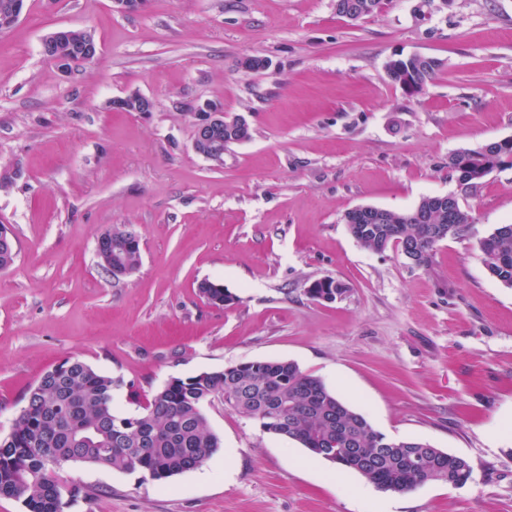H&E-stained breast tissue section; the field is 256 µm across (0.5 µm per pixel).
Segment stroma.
Segmentation results:
<instances>
[{"instance_id": "1", "label": "stroma", "mask_w": 512, "mask_h": 512, "mask_svg": "<svg viewBox=\"0 0 512 512\" xmlns=\"http://www.w3.org/2000/svg\"><path fill=\"white\" fill-rule=\"evenodd\" d=\"M387 0L353 23L336 0H25L0 32V226L17 242L0 272V437L47 370L77 357L122 378L135 414L169 380L287 360L324 381L393 439L464 457L463 487L355 495L363 479L216 406L221 446L164 482L76 464L64 512H512V288L489 277L479 242L512 224V168L462 188L448 157L512 137V0ZM99 52L61 69L42 48L59 28ZM434 59L416 95L385 65ZM247 57L268 59L243 72ZM143 94L149 112L113 99ZM245 114L248 140L223 165L192 149L191 109ZM456 194L470 215L429 267L360 246L357 206L412 210ZM141 242L137 271L99 265L101 232ZM346 290L313 299V281ZM233 304L211 305L201 280Z\"/></svg>"}]
</instances>
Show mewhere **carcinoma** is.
<instances>
[{"mask_svg": "<svg viewBox=\"0 0 512 512\" xmlns=\"http://www.w3.org/2000/svg\"><path fill=\"white\" fill-rule=\"evenodd\" d=\"M382 0H336V13L355 20L372 15ZM437 62L419 56L391 59L390 80L408 95L420 93L433 78ZM512 167V144L491 146L482 153L461 148L448 158L459 186L479 182L485 168ZM386 220L350 224L352 237L376 253L396 249L412 253L418 266L430 265L438 246L458 238L470 215L461 207L429 210V223L418 224L412 212H385ZM488 274L512 288V224H499L480 240ZM345 285L332 277L313 282L309 294L322 299ZM122 381L70 358L46 371L29 390L26 405L15 418L10 434L0 437V496L21 502L25 512H64V495L71 486L47 449L69 446L81 463L122 473L139 472L163 481L200 466L221 447L212 430L207 407L217 400L225 408L256 421L267 433L298 442L312 455L320 449L351 448L359 462L339 463L357 472L381 491L406 493L432 482L464 486L472 476L469 462L449 453L430 451L418 439L396 440L377 431L319 378L291 361L239 362L222 370L175 378L158 390L132 416H118L114 393Z\"/></svg>", "mask_w": 512, "mask_h": 512, "instance_id": "1", "label": "carcinoma"}]
</instances>
